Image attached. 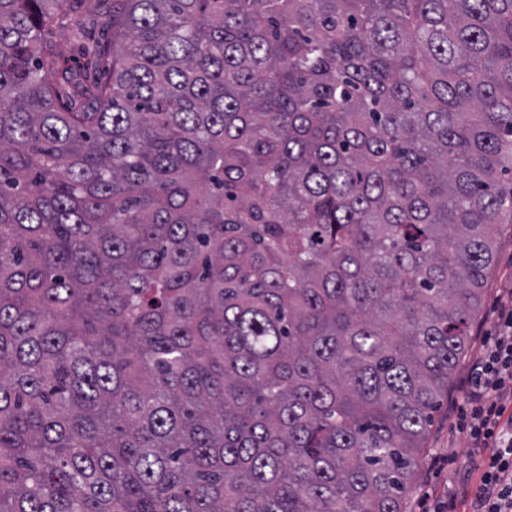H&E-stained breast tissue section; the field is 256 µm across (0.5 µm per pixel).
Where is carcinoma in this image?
Returning a JSON list of instances; mask_svg holds the SVG:
<instances>
[{
    "label": "carcinoma",
    "instance_id": "obj_1",
    "mask_svg": "<svg viewBox=\"0 0 512 512\" xmlns=\"http://www.w3.org/2000/svg\"><path fill=\"white\" fill-rule=\"evenodd\" d=\"M89 2L0 0V512H406L512 224V0ZM110 14H112V0H95L92 2L90 11H88L87 38H98L102 26Z\"/></svg>",
    "mask_w": 512,
    "mask_h": 512
}]
</instances>
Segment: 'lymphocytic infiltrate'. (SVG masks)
I'll return each instance as SVG.
<instances>
[{"instance_id":"lymphocytic-infiltrate-1","label":"lymphocytic infiltrate","mask_w":512,"mask_h":512,"mask_svg":"<svg viewBox=\"0 0 512 512\" xmlns=\"http://www.w3.org/2000/svg\"><path fill=\"white\" fill-rule=\"evenodd\" d=\"M493 332L483 336L457 404L456 433L471 448L464 490L423 512H512V289Z\"/></svg>"}]
</instances>
